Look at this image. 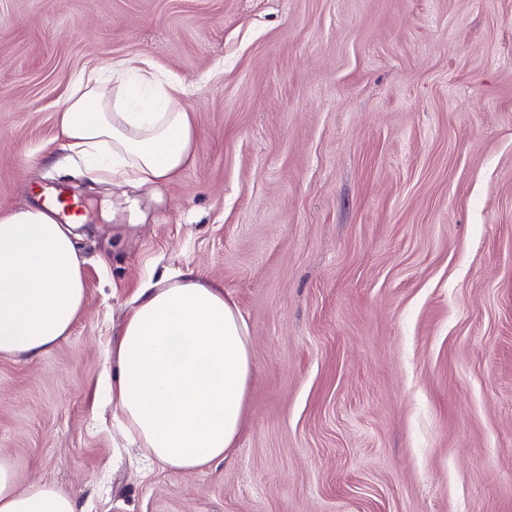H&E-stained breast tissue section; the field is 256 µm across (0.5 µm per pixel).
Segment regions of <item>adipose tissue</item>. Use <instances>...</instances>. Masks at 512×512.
<instances>
[{"label": "adipose tissue", "instance_id": "ef3b65f1", "mask_svg": "<svg viewBox=\"0 0 512 512\" xmlns=\"http://www.w3.org/2000/svg\"><path fill=\"white\" fill-rule=\"evenodd\" d=\"M181 86L118 61L82 72L60 117L68 150L88 177L112 183L134 222L132 191L172 182L192 161L195 131ZM59 202L0 212V358L28 360L68 336L85 302L78 243L91 233ZM245 319L224 287L186 270L175 283L138 290L112 341L107 389L150 464L191 475L224 461L239 434L252 375ZM0 512H77L75 497L49 483L17 485L0 456Z\"/></svg>", "mask_w": 512, "mask_h": 512}]
</instances>
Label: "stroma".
<instances>
[{"label":"stroma","mask_w":512,"mask_h":512,"mask_svg":"<svg viewBox=\"0 0 512 512\" xmlns=\"http://www.w3.org/2000/svg\"><path fill=\"white\" fill-rule=\"evenodd\" d=\"M183 85L194 157L113 243L63 149L75 77ZM74 190L86 300L0 358V454L80 512H512V0H0V211ZM243 313L237 444L147 469L100 394L135 289L186 268Z\"/></svg>","instance_id":"obj_1"}]
</instances>
